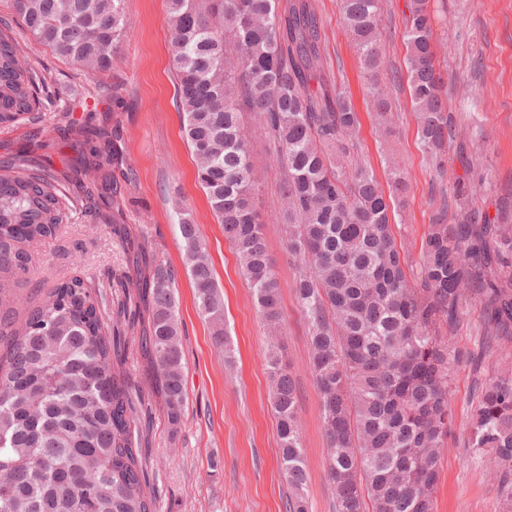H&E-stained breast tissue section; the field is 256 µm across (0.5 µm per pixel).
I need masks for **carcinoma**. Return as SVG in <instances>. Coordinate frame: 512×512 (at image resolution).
Returning <instances> with one entry per match:
<instances>
[{
    "label": "carcinoma",
    "mask_w": 512,
    "mask_h": 512,
    "mask_svg": "<svg viewBox=\"0 0 512 512\" xmlns=\"http://www.w3.org/2000/svg\"><path fill=\"white\" fill-rule=\"evenodd\" d=\"M171 62L183 135L211 211L223 224L242 277L271 334L280 326L279 285L242 115L273 142L282 168L286 249L297 262L295 297L308 327L336 512H434L441 449L454 422L448 404L453 341L466 304L480 305L493 332L489 352L512 360V200L496 217L472 205L465 178L453 184L458 221L440 208L421 248L419 273L397 244L391 171L387 193L374 172L341 163L359 132L347 91L322 69L323 25L313 0H167ZM26 31L95 75L112 68L131 27L125 0H14ZM383 0H341L356 55L373 78L377 115L387 119L378 82ZM410 98L418 135L436 166L456 124L444 101L453 76L435 64V11L409 0ZM12 22L0 19V125L39 110L36 74L17 56ZM120 133L87 124L66 132L88 211L118 226L127 264L112 274L123 299L112 335L97 295L80 278L60 283L15 325L10 280L30 272L27 248L67 218L48 167L22 154L0 161V512H158L146 492L152 412L121 371L130 337L178 429L186 399L175 271L120 226L122 187L110 169ZM28 172H23V169ZM182 262L200 317L233 353L224 296L190 213L179 208ZM135 283V291L129 284ZM277 417L287 512H308V477L295 382L276 348L266 358ZM465 445L498 481L501 512H512V367L481 383Z\"/></svg>",
    "instance_id": "carcinoma-1"
}]
</instances>
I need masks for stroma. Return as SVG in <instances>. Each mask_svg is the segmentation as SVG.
<instances>
[{"mask_svg":"<svg viewBox=\"0 0 512 512\" xmlns=\"http://www.w3.org/2000/svg\"><path fill=\"white\" fill-rule=\"evenodd\" d=\"M324 24V69L347 88L361 122L350 151L354 159L386 181L397 165L408 183L403 207L395 215V235L418 260L421 241L449 190L460 163L437 170L421 149L407 85L406 0H384L379 79L392 105L388 126L377 124L366 103L370 79L360 67L342 27L339 0H316ZM438 12L437 38L447 39L437 64L453 73L448 109L457 119L472 165L475 200L496 214L502 196L512 195V0H432ZM132 27L121 39L112 69L94 78L50 48L17 30L21 55L39 78L40 116L0 126V160L25 151L49 161L55 183L71 199L67 219L54 236L31 249V273L19 280L18 316L41 302L60 282L77 276L99 294L105 328L116 319L118 294L112 271L124 257L111 225L96 222L64 161L53 118L66 114L80 124L88 115L107 118L123 131V151L112 176L123 187L120 204L133 234L143 237L176 271V297L183 328L187 401L178 430L163 414L153 423L149 491L159 512H285L288 485L279 468L277 422L270 407L266 353L276 342L298 391V417L309 476L310 512H334L328 477L327 441L321 399L310 373L307 323L294 295L295 268L285 251L279 221L281 169L276 152L254 126H247L252 162L259 176L254 203L262 213L269 253L280 284L281 321L269 337L246 280L239 274L231 244L196 179L194 156L182 133L176 105V78L170 62L166 0H126ZM189 209L209 251L214 276L224 293V316L233 357L212 341L211 329L197 313L195 291L182 263L177 206ZM497 356L483 360V376L494 375ZM455 363L448 399L454 426L441 456L435 512H500L496 480L472 460L464 441L474 398V370Z\"/></svg>","mask_w":512,"mask_h":512,"instance_id":"stroma-1","label":"stroma"}]
</instances>
